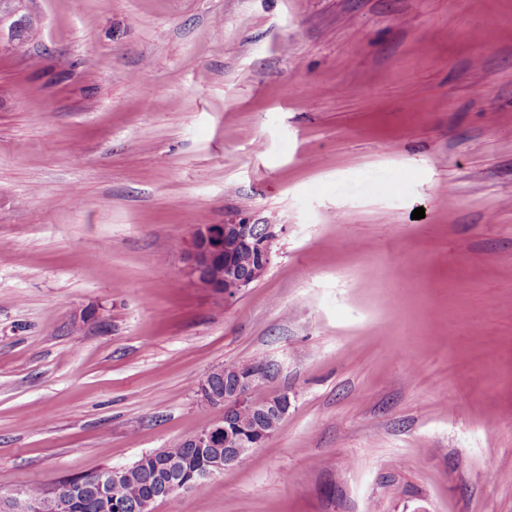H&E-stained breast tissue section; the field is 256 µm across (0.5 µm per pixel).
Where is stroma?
I'll list each match as a JSON object with an SVG mask.
<instances>
[{"label":"stroma","mask_w":512,"mask_h":512,"mask_svg":"<svg viewBox=\"0 0 512 512\" xmlns=\"http://www.w3.org/2000/svg\"><path fill=\"white\" fill-rule=\"evenodd\" d=\"M227 219L231 304L178 251ZM258 360L287 417L154 512H512V0H0V498ZM277 236L276 225L268 223L204 224L184 240L182 273L230 304L270 266Z\"/></svg>","instance_id":"stroma-1"}]
</instances>
